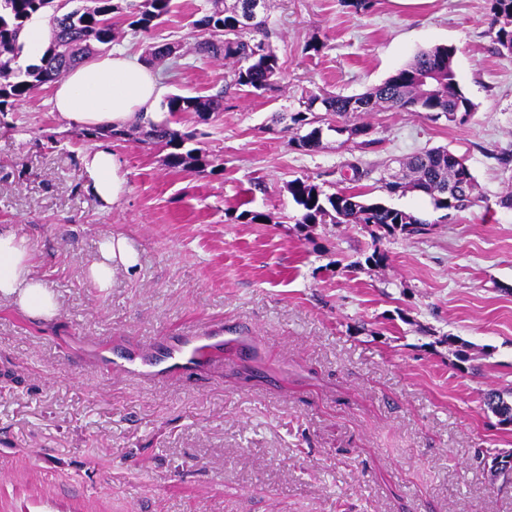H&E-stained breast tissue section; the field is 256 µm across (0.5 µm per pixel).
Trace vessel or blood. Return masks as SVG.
<instances>
[{"label":"vessel or blood","mask_w":512,"mask_h":512,"mask_svg":"<svg viewBox=\"0 0 512 512\" xmlns=\"http://www.w3.org/2000/svg\"><path fill=\"white\" fill-rule=\"evenodd\" d=\"M223 341L212 326L203 325L187 336L176 337L165 349L140 360L131 356H104L100 365L107 371L142 380L154 381L175 374H186L224 363Z\"/></svg>","instance_id":"b4317fda"}]
</instances>
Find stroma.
Masks as SVG:
<instances>
[{"label": "stroma", "instance_id": "stroma-1", "mask_svg": "<svg viewBox=\"0 0 512 512\" xmlns=\"http://www.w3.org/2000/svg\"><path fill=\"white\" fill-rule=\"evenodd\" d=\"M169 21L113 49L144 58L151 42H194L203 0H174ZM282 74L263 96L225 89L199 129L223 168L175 172L131 135L111 140L127 192L102 209L86 189L92 147L45 87L0 115V228L24 237L58 301L52 320L0 302V512H512V483H492L479 448L512 451V429L484 404L512 388V56H499L488 0H267ZM322 49L306 53L308 41ZM456 47L476 106L470 122L413 112L365 115L366 148L327 131L318 152L289 145L275 113L303 97L361 94L419 51ZM154 70L167 93L224 89L228 62L186 56ZM445 146L466 158L480 200L443 213L429 198L388 197L385 162ZM368 168L371 197L429 219L363 260L357 224L303 233L288 191L297 177L325 194ZM265 214L248 224L242 211ZM139 253L136 274L100 290L84 274L108 234ZM362 267L348 271L347 266ZM200 321L235 329L224 365L144 386L101 372L93 350L150 357ZM466 341L461 368L444 341Z\"/></svg>", "mask_w": 512, "mask_h": 512}]
</instances>
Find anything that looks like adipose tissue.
<instances>
[{
  "label": "adipose tissue",
  "mask_w": 512,
  "mask_h": 512,
  "mask_svg": "<svg viewBox=\"0 0 512 512\" xmlns=\"http://www.w3.org/2000/svg\"><path fill=\"white\" fill-rule=\"evenodd\" d=\"M162 94L152 69L124 54L96 57L73 69L54 87L53 106L72 127H123L138 112L150 111ZM88 188L103 208L117 205L127 190L126 173L110 146L102 144L85 156ZM138 256L128 240L106 235L101 257L87 267L89 279L108 288L116 270L134 274ZM6 300L37 318L50 319L58 302L34 271L27 241L0 232V301Z\"/></svg>",
  "instance_id": "adipose-tissue-1"
}]
</instances>
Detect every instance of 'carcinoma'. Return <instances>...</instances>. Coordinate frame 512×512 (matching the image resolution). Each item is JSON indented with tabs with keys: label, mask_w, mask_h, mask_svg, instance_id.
<instances>
[{
	"label": "carcinoma",
	"mask_w": 512,
	"mask_h": 512,
	"mask_svg": "<svg viewBox=\"0 0 512 512\" xmlns=\"http://www.w3.org/2000/svg\"><path fill=\"white\" fill-rule=\"evenodd\" d=\"M247 0H207L201 16L193 22L196 33L193 51L217 60H229L230 85L247 95L260 96L273 89L281 75L279 60L271 45V30L266 19L254 16L242 20ZM491 33L496 47L512 46V0H489ZM173 0H0V114L11 112L45 85L63 77L100 50L112 48L128 29L134 34H148L172 12ZM49 15L50 39L40 63L21 68L16 59L24 47V30L35 15ZM145 60H170L180 66V46L152 43ZM456 49L438 45L418 52L404 67L383 83L355 96L311 94L302 102L303 109L289 116V144L312 153L320 149L322 139L312 130L323 121L319 113L342 119L327 129L336 133H356L359 146H369L371 126L352 119L369 112H417L431 121L441 118L464 124L476 112L475 104L463 93L454 66ZM434 73L430 90L422 88V77ZM221 89L209 96L171 94L161 102L168 117L156 121L140 117L132 130L141 141L166 151L164 165L176 171L219 168L221 159L194 146L196 133L171 127V118L193 114L206 122L211 115L224 111ZM86 141L104 136L122 138L127 129H84ZM391 196L419 193L428 197L436 210L460 211L479 201L476 180L461 156L445 147L430 148L399 161V172L384 182ZM288 192L301 208L296 224L309 228L315 224H359L372 238V252L365 259L370 266H380L386 253L379 247L382 240L397 233L404 237L427 231L430 221L419 214L387 205L367 197L355 186L350 191L326 195L304 178L288 182ZM512 396V389L506 393ZM498 390L486 394L485 404L495 415L512 422V402Z\"/></svg>",
	"instance_id": "carcinoma-1"
}]
</instances>
